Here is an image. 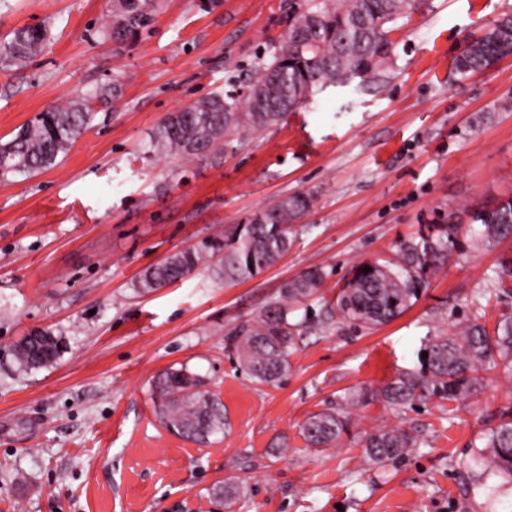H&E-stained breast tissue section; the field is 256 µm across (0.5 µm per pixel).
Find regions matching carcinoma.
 <instances>
[{
  "label": "carcinoma",
  "mask_w": 512,
  "mask_h": 512,
  "mask_svg": "<svg viewBox=\"0 0 512 512\" xmlns=\"http://www.w3.org/2000/svg\"><path fill=\"white\" fill-rule=\"evenodd\" d=\"M160 0H113L112 41H135L153 23ZM412 8V0H296L288 32L269 56L254 65L241 99L229 93L197 99L169 113L156 127L146 154L178 156L187 161H216L234 150L251 131L277 125L285 114L305 107L329 87L365 85L381 74L389 57L388 25ZM50 39L45 25L12 32L0 46V69L7 70L38 55ZM512 52V17L495 22L481 37L469 41L455 59L458 72L476 73ZM122 95L116 78L92 98L71 101L39 114L0 144V180L34 175L59 165L73 144L92 128L91 99L110 107ZM309 208V198L285 196L242 223L224 231V238H206L148 267L136 288L152 293L193 275L200 267L216 280L239 283L274 266L294 243L292 222ZM474 247L492 250L512 236V198L480 212L473 219ZM460 246L458 225L429 224L399 243L395 255L383 262H364L332 298L321 293L325 271L311 267L282 286V303L271 305L224 338L249 376L264 385H278L290 371L289 358L297 349L301 323L290 321L293 307L316 302L314 317L321 327L341 318L374 330L400 317L425 290L428 279L447 266ZM371 271L365 273L363 269ZM427 357H422V354ZM19 368L45 367L60 352L35 337L23 336L14 345ZM418 363L375 390L359 389L341 399L340 406L310 415L300 434L316 451L339 447L351 420V409L381 402L396 417L427 400L464 402L484 388V373L504 365L512 371V316L504 315L493 329L471 315L450 332L430 336L417 353ZM202 377L182 365L156 375L151 389L156 414L173 434L199 443L224 435L229 427L224 404L204 388ZM484 448L471 462L493 475L512 481V406L500 412V422L484 434ZM360 445L367 464L382 466L404 460L418 440L400 426H383L363 434ZM245 487L229 479L212 494L228 501L241 497Z\"/></svg>",
  "instance_id": "cac0c4a2"
}]
</instances>
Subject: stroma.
I'll list each match as a JSON object with an SVG mask.
<instances>
[{"label": "stroma", "instance_id": "stroma-1", "mask_svg": "<svg viewBox=\"0 0 512 512\" xmlns=\"http://www.w3.org/2000/svg\"><path fill=\"white\" fill-rule=\"evenodd\" d=\"M289 0H163L147 33L122 50L108 37L112 0H0V40L45 24L51 39L0 73V143L49 108L121 77L115 107L57 167L0 182V512H512L468 482L465 464L512 406V373L483 391L396 417L383 403L351 411L339 447L307 448L300 427L348 392L412 368L425 337L452 330L487 295V325L512 313L494 269L512 256L467 246L418 302L369 331L345 321L303 326L277 386L242 371L224 338L281 299L312 266L334 296L363 261L386 260L423 224L466 221L512 196V54L463 76L467 41L512 0H416L389 34L383 80L316 95L279 125L246 135L220 163L146 158L160 120L231 90L288 30ZM310 207L274 267L236 284L206 269L156 292L149 265L222 233L285 195ZM49 327L66 347L24 372L12 349ZM180 364L206 376L231 429L199 445L159 421L150 384ZM402 426L420 442L403 462L363 461L360 434ZM236 478L235 502L212 487Z\"/></svg>", "mask_w": 512, "mask_h": 512}]
</instances>
